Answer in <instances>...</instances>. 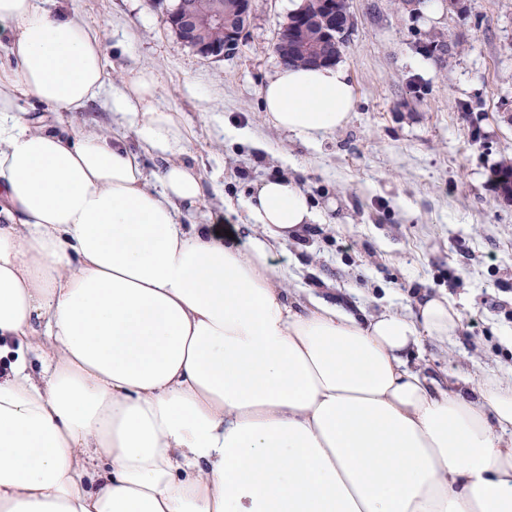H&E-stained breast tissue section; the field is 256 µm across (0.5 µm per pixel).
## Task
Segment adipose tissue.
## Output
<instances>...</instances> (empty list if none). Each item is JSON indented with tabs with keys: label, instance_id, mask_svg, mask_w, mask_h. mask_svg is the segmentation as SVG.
Instances as JSON below:
<instances>
[{
	"label": "adipose tissue",
	"instance_id": "ef3b65f1",
	"mask_svg": "<svg viewBox=\"0 0 512 512\" xmlns=\"http://www.w3.org/2000/svg\"><path fill=\"white\" fill-rule=\"evenodd\" d=\"M0 512H512V376L443 385L409 367L447 339V294L364 315L276 286V245L319 215L262 181L245 248L186 226L204 177L157 73L123 79L133 130L32 126L108 82L88 22L0 0ZM266 119L315 141L356 99L342 63L285 66ZM169 161L149 177L140 152Z\"/></svg>",
	"mask_w": 512,
	"mask_h": 512
}]
</instances>
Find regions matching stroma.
<instances>
[{"label": "stroma", "instance_id": "stroma-1", "mask_svg": "<svg viewBox=\"0 0 512 512\" xmlns=\"http://www.w3.org/2000/svg\"><path fill=\"white\" fill-rule=\"evenodd\" d=\"M354 25L341 61L357 105L348 124L310 142L264 116L261 89L280 68L274 43L296 0H253L245 39L229 57L206 58L166 22L174 0H46L103 36L109 90L77 123L110 132L112 87L155 70L164 99L193 134L182 155L204 176L200 206L182 223L228 231L243 247L257 183L293 180L321 219L280 248L281 288L307 299L329 291L365 312H410L420 291L446 292L458 336L426 340L410 360L439 380L512 372V203L492 175L512 162V0H459L395 13L390 0H349ZM459 41L447 62L433 40ZM471 111H462V104Z\"/></svg>", "mask_w": 512, "mask_h": 512}]
</instances>
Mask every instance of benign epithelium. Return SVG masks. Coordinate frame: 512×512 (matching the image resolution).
<instances>
[{
  "label": "benign epithelium",
  "mask_w": 512,
  "mask_h": 512,
  "mask_svg": "<svg viewBox=\"0 0 512 512\" xmlns=\"http://www.w3.org/2000/svg\"><path fill=\"white\" fill-rule=\"evenodd\" d=\"M333 7V0H324L322 14L316 18L311 17L302 7L293 13L295 21L281 28L274 44V50L281 62L288 61L295 26L313 19L322 22L331 32V36L327 37L326 42L322 44L321 55L315 59L314 64L321 65L336 61V16L331 13ZM250 12L251 0H237L239 22L234 26L232 22L225 21L224 14L212 8L206 0H179L176 8L167 14V23L182 42L192 45L201 56L224 57L233 54L244 39ZM203 18L213 25H226L227 50L196 42L197 27Z\"/></svg>",
  "instance_id": "7a95c632"
}]
</instances>
